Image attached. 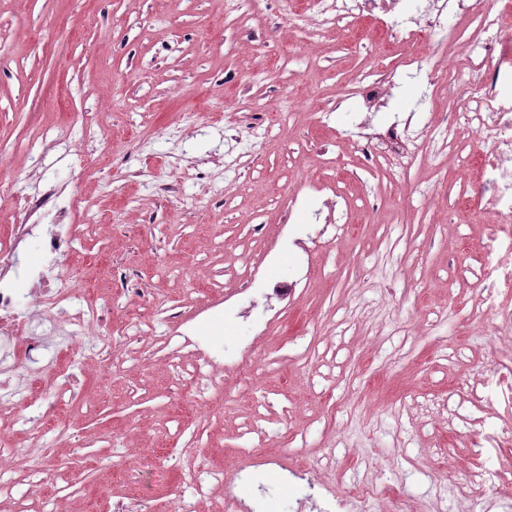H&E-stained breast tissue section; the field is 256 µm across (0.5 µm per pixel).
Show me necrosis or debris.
Masks as SVG:
<instances>
[{
  "label": "necrosis or debris",
  "instance_id": "necrosis-or-debris-1",
  "mask_svg": "<svg viewBox=\"0 0 512 512\" xmlns=\"http://www.w3.org/2000/svg\"><path fill=\"white\" fill-rule=\"evenodd\" d=\"M418 21L400 20L401 0H305L291 14V25L301 39L310 40L320 32L348 26L355 20L373 17L382 24L391 51L377 54L368 71L354 83L353 95L360 97L366 111L382 108L391 88L404 78L419 80L432 95H441L448 83L447 73L428 67L423 57L410 48L421 38L423 27L439 26L442 15L457 9L466 24L475 25L465 39L458 73L477 90L467 105L448 113L444 119L420 130L398 123L380 135V144L365 142L360 152L366 168L383 167L407 174L428 154L461 148L463 132L486 138L489 153L479 157L481 185L503 221L512 220V31L502 23L512 11V0H498L496 10L477 12L467 0H428ZM75 232L73 225L56 224L45 238L47 269L32 278L28 292L12 288L18 272L12 255L19 241L0 240V391L19 409H27V390L33 383H45L48 401L43 415H55L58 405L79 373L95 371L101 361L98 350L112 344L111 330L95 327L88 310L79 307L77 290L65 269V255ZM75 304L71 316L69 354L65 362L50 355L47 331L54 328L58 307Z\"/></svg>",
  "mask_w": 512,
  "mask_h": 512
}]
</instances>
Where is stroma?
Masks as SVG:
<instances>
[{
  "instance_id": "1",
  "label": "stroma",
  "mask_w": 512,
  "mask_h": 512,
  "mask_svg": "<svg viewBox=\"0 0 512 512\" xmlns=\"http://www.w3.org/2000/svg\"><path fill=\"white\" fill-rule=\"evenodd\" d=\"M282 51L300 89L290 117L280 85L257 78ZM373 51L348 28L292 42L283 0H261L246 29L224 0H0V180L45 195V221L76 225L69 273L114 336L112 369L65 398L69 431L0 406L19 419L9 443L25 468L57 463L32 512L62 495L72 512H120L141 497L127 469L153 463L169 472L158 498H182L187 448L224 470L198 512L230 492L264 493L266 512H327L326 494L281 481L284 467L343 493L396 489L400 512H512V396L499 381L512 371V292L482 286L501 225L478 171L447 156L404 179L359 173L341 138L358 103L336 90ZM421 95L406 81L391 108L420 121L466 102L453 88ZM259 124L271 139H253ZM174 179L200 211L155 194ZM326 180L350 209L338 236L311 222L321 194L288 208L289 187ZM423 180L437 189L424 206L412 199ZM181 333L221 359L251 346L248 373L219 386L175 377L168 339ZM33 437L47 455L28 453ZM110 454L120 467L102 472Z\"/></svg>"
}]
</instances>
